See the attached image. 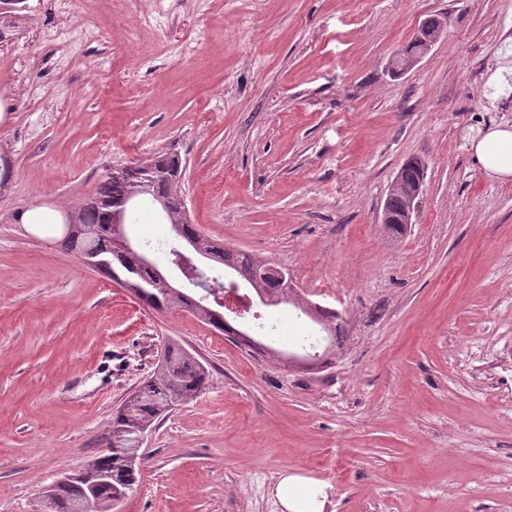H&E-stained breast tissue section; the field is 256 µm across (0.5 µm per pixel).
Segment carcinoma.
Segmentation results:
<instances>
[{
    "mask_svg": "<svg viewBox=\"0 0 512 512\" xmlns=\"http://www.w3.org/2000/svg\"><path fill=\"white\" fill-rule=\"evenodd\" d=\"M182 160L175 153H160L138 163L116 168L98 186L95 196L71 213L73 223L62 227L60 245L74 252L86 265L106 274L114 283L124 281L143 303L164 311L179 308L198 320L231 334L235 328L211 305L181 291L164 287L154 272L141 264L139 247L125 249L112 239V212L130 191L143 181H157L159 196L166 201L163 209L168 224L181 228V239L196 244L207 258L234 271L258 295L278 299L288 291V278L267 274L268 261L248 252L230 249L200 234L185 214L180 177ZM401 183L388 193L384 208L401 217L408 188L423 185L424 166L417 159L407 160L399 169ZM104 259L102 267L96 261ZM210 373L195 356L178 346L164 352L158 370L144 379L138 388L112 415L111 435L123 436L120 446L110 453L98 452L93 458L100 473L94 489L78 479L42 492L41 512H112L120 492L134 488L137 470L126 466L127 450L140 447L138 436L179 403L193 399L206 390Z\"/></svg>",
    "mask_w": 512,
    "mask_h": 512,
    "instance_id": "carcinoma-1",
    "label": "carcinoma"
}]
</instances>
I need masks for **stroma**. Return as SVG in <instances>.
I'll return each instance as SVG.
<instances>
[{"label": "stroma", "mask_w": 512, "mask_h": 512, "mask_svg": "<svg viewBox=\"0 0 512 512\" xmlns=\"http://www.w3.org/2000/svg\"><path fill=\"white\" fill-rule=\"evenodd\" d=\"M444 40L393 76L428 16ZM512 0H23L0 16V512H39L112 414L181 344L207 389L149 431L122 512H512V181L468 127L512 124ZM205 236L288 270L342 315L331 365L249 352L152 309L19 221L71 210L159 152ZM426 164L401 237L380 224L401 164ZM300 480L297 477L284 476L275 488V493L282 507L287 512H320L321 504L310 499L304 500L297 494Z\"/></svg>", "instance_id": "stroma-1"}]
</instances>
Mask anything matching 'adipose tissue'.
<instances>
[{
	"mask_svg": "<svg viewBox=\"0 0 512 512\" xmlns=\"http://www.w3.org/2000/svg\"><path fill=\"white\" fill-rule=\"evenodd\" d=\"M464 140L489 177L499 181L512 179V125L473 126Z\"/></svg>",
	"mask_w": 512,
	"mask_h": 512,
	"instance_id": "adipose-tissue-1",
	"label": "adipose tissue"
}]
</instances>
